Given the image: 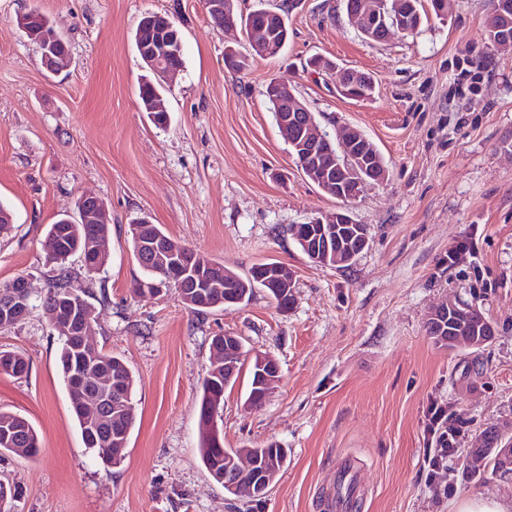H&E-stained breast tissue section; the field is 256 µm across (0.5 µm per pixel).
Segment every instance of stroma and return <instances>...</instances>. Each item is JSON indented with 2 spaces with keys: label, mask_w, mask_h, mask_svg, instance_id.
<instances>
[{
  "label": "stroma",
  "mask_w": 512,
  "mask_h": 512,
  "mask_svg": "<svg viewBox=\"0 0 512 512\" xmlns=\"http://www.w3.org/2000/svg\"><path fill=\"white\" fill-rule=\"evenodd\" d=\"M270 2L288 12V43L235 72L224 53L244 47V34L215 24L204 0H0V205L12 214L0 284L24 275L44 290L49 224L97 195L111 233L94 276L93 335L137 380L126 458L104 466L82 444L46 319L0 330V346L30 360L26 377L0 374V408L28 417L41 444L33 459L0 457V477L23 489L15 512H319L346 456L365 488L355 512H456L479 492L512 497V480L463 475L469 438L429 479L425 429L437 401L453 403L471 434L488 423L512 430V54L485 47L491 0H453L447 19L381 43L361 37L343 0ZM34 7L68 43L62 71L43 67L16 24ZM148 13L183 33L163 127L138 99L146 70L134 32ZM314 55L369 74L374 97H343L335 72L303 70ZM464 56L474 65L463 78ZM273 79L294 88L329 137L353 127L369 138L387 181L344 202L307 180L263 95ZM339 210L368 225V248L346 268L312 263L289 225ZM142 216L241 275L287 264L294 305L279 309L262 288L241 308L205 315L172 291L137 298L129 226ZM460 240L467 251L445 268ZM449 299L477 302L496 327L479 353L428 335L431 311ZM224 333L280 366L264 407L246 408L243 374L219 410L225 447L287 451L259 503L225 494L198 454L201 383L211 339Z\"/></svg>",
  "instance_id": "1"
}]
</instances>
